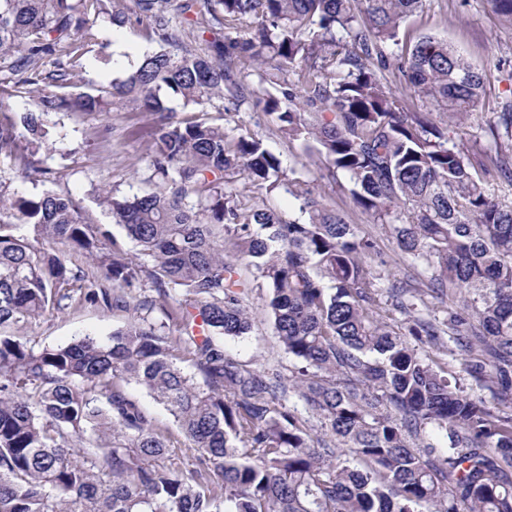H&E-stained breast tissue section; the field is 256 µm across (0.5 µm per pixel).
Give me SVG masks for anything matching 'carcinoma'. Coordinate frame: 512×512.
Returning <instances> with one entry per match:
<instances>
[{
	"mask_svg": "<svg viewBox=\"0 0 512 512\" xmlns=\"http://www.w3.org/2000/svg\"><path fill=\"white\" fill-rule=\"evenodd\" d=\"M111 2L0 0V83L38 93L18 123L0 109V154L26 149L32 181L46 174L28 156L48 147L49 114L105 111L102 98L66 88L101 22H126ZM425 2L133 0L158 49L112 90L158 114L161 186L103 200L150 264L71 196L7 197L0 184V512H512V203L492 188L512 183V105L498 115L489 164L474 165L453 135L479 105L482 74L423 36L395 67L429 111L401 110L384 45ZM198 6L211 16L200 29L189 17ZM206 32L211 57L188 43ZM247 64L262 81L275 71L281 96L250 87ZM163 91L201 107L249 97L277 113L281 134L323 158L327 176L344 174L354 205L427 264L428 283L395 278L381 303L365 263L371 236L285 183L262 140L207 118L170 121ZM238 176L269 194L288 185L301 218L242 207ZM192 193L197 209L185 203ZM21 224L33 236L17 234ZM68 252L93 269L69 265ZM425 286L460 294L461 306L441 321L415 315ZM256 288L294 360L288 376L224 351V337L251 331ZM75 293L135 316L107 343L37 349L4 332L65 310ZM157 309L179 335L154 324ZM397 313L404 333L391 325ZM444 335L493 402L429 357L424 347ZM132 383L192 442V468L175 462ZM428 427L448 440L446 454L417 443Z\"/></svg>",
	"mask_w": 512,
	"mask_h": 512,
	"instance_id": "carcinoma-1",
	"label": "carcinoma"
}]
</instances>
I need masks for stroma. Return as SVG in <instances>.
<instances>
[{
  "label": "stroma",
  "instance_id": "stroma-1",
  "mask_svg": "<svg viewBox=\"0 0 512 512\" xmlns=\"http://www.w3.org/2000/svg\"><path fill=\"white\" fill-rule=\"evenodd\" d=\"M427 35L447 40L482 73L485 86L482 100L460 130L459 137L465 141L476 139L483 145L491 144V123L495 122L497 112L502 111L504 105L512 103V25L493 13L487 0H427L425 9L402 24L396 40L388 43L385 50L398 57L407 56L415 42ZM116 36L133 52L155 48L154 43L147 40L143 27L136 22H128L119 29L108 23L102 24L99 41L103 49L87 72L73 78L72 94L104 95L112 80L125 77L127 66L112 64L111 45ZM222 108L221 100H213L208 107L210 116L218 117L225 129L234 134L260 138L280 159L287 179L308 184L347 223L357 225L361 232L376 238L379 252L367 258L366 263L381 280L395 275H408L422 281L428 279L426 268L398 249L385 226L356 208L349 193L340 190L336 182L321 176L317 158L308 156L301 144L281 135L276 115L253 109L248 102L227 114ZM49 125L51 147L38 154L42 166L48 171L46 179L39 182L23 179L19 160L0 154V182L8 191L29 196L46 191L71 195L94 223L110 229L113 238L126 250H133V243L129 242L123 228L115 224L103 204L102 191L109 188L119 195H132L156 188L158 179L149 151L152 115L140 111L129 99L116 98L107 113L58 112L50 115ZM236 187L243 207L271 208L286 219L299 215L298 202L286 189L267 194L241 181ZM263 304V295L253 294L249 304L253 318L251 332L242 337L225 338L224 349L236 360L252 366L288 371L293 361L279 344L263 313ZM127 319V313L103 310L75 298L65 313L45 315L22 328L20 334L31 345L40 348L64 345L85 335L105 342L113 329ZM128 390L160 426L169 429V438L181 466H189L195 451L178 429L171 413L140 387L132 384Z\"/></svg>",
  "mask_w": 512,
  "mask_h": 512
}]
</instances>
